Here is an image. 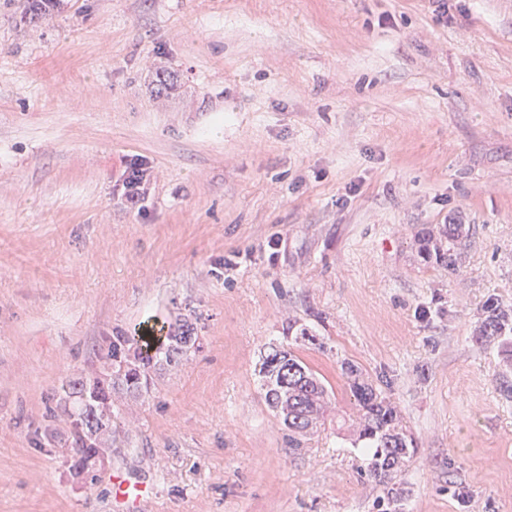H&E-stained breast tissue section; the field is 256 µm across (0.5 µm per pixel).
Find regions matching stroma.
Masks as SVG:
<instances>
[{"label":"stroma","mask_w":512,"mask_h":512,"mask_svg":"<svg viewBox=\"0 0 512 512\" xmlns=\"http://www.w3.org/2000/svg\"><path fill=\"white\" fill-rule=\"evenodd\" d=\"M30 8L0 0V512H127L115 472L153 486L139 512H378L345 360L417 448L399 512H512L503 361L471 340L512 299V0ZM182 322L195 347L75 476L65 382ZM272 344L330 393L299 451L264 400ZM147 181V167L142 160L130 163L128 176L124 183L123 198L126 207L141 211L144 203V184ZM444 235L448 238V250L436 248V258L441 263L444 262L449 270H456L461 259L460 252L457 250V242L462 236V225L448 224V228L446 225Z\"/></svg>","instance_id":"stroma-1"}]
</instances>
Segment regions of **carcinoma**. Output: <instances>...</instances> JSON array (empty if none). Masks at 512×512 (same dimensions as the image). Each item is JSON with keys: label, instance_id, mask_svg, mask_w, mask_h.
<instances>
[{"label": "carcinoma", "instance_id": "obj_1", "mask_svg": "<svg viewBox=\"0 0 512 512\" xmlns=\"http://www.w3.org/2000/svg\"><path fill=\"white\" fill-rule=\"evenodd\" d=\"M444 235L448 238V249H436V258L454 270L461 259L457 242L462 236V225H448ZM154 332L152 326L143 328L131 352L125 349L127 337L120 336L112 343V351L102 355L108 379L96 381L93 387V396L100 403L114 404L112 398L117 394L142 396L148 392L150 372L158 365L178 363L197 340L186 323L164 341ZM474 340L480 345L499 344L507 365L512 367V306L503 305L495 297L487 298L481 307ZM343 369L357 410L356 441L363 443V451L371 456L361 473L390 493V485L414 454L413 440L404 433L395 407L363 377L360 369L350 362L343 363ZM263 373L266 401L288 429V443L298 450L323 419L327 388L298 356L276 346L265 356ZM61 413L71 428L73 447L84 456H95L107 447L108 437L87 435L86 430L92 429L90 416H76L65 408Z\"/></svg>", "mask_w": 512, "mask_h": 512}]
</instances>
